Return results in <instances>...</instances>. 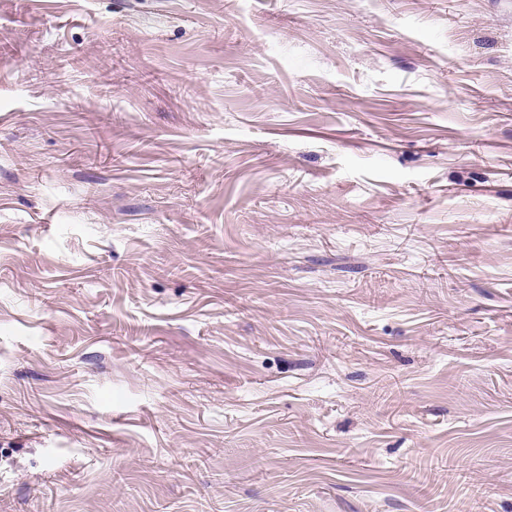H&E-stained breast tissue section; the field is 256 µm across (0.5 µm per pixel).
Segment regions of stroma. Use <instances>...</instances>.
<instances>
[{
    "instance_id": "1",
    "label": "stroma",
    "mask_w": 512,
    "mask_h": 512,
    "mask_svg": "<svg viewBox=\"0 0 512 512\" xmlns=\"http://www.w3.org/2000/svg\"><path fill=\"white\" fill-rule=\"evenodd\" d=\"M0 512H512V0H0Z\"/></svg>"
}]
</instances>
